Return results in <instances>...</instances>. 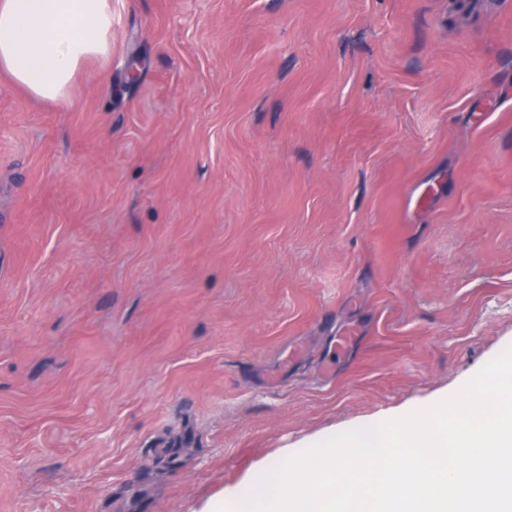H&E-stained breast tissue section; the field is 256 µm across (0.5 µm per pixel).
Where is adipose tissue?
I'll return each instance as SVG.
<instances>
[{
    "instance_id": "obj_1",
    "label": "adipose tissue",
    "mask_w": 512,
    "mask_h": 512,
    "mask_svg": "<svg viewBox=\"0 0 512 512\" xmlns=\"http://www.w3.org/2000/svg\"><path fill=\"white\" fill-rule=\"evenodd\" d=\"M112 58V0H0V74L71 104L80 76Z\"/></svg>"
}]
</instances>
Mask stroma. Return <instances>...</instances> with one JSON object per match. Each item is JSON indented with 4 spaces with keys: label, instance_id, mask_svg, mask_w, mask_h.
<instances>
[{
    "label": "stroma",
    "instance_id": "35a3bbf8",
    "mask_svg": "<svg viewBox=\"0 0 512 512\" xmlns=\"http://www.w3.org/2000/svg\"><path fill=\"white\" fill-rule=\"evenodd\" d=\"M510 346L512 0H112L71 106L0 77V512H205Z\"/></svg>",
    "mask_w": 512,
    "mask_h": 512
}]
</instances>
